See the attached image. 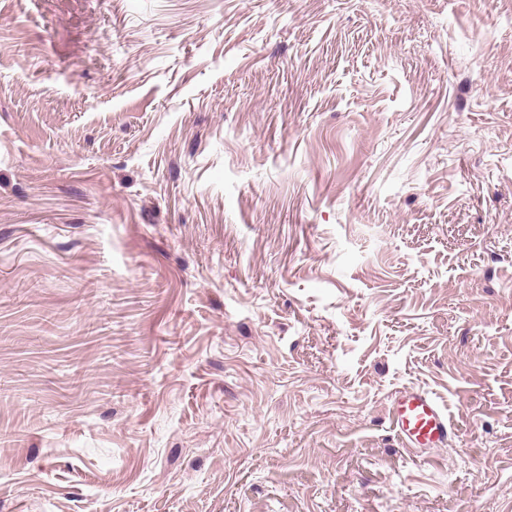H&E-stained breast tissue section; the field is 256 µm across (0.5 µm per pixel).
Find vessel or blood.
<instances>
[{"mask_svg":"<svg viewBox=\"0 0 512 512\" xmlns=\"http://www.w3.org/2000/svg\"><path fill=\"white\" fill-rule=\"evenodd\" d=\"M389 416L395 433L408 448L444 447L454 430L447 411L435 397L420 389L399 391Z\"/></svg>","mask_w":512,"mask_h":512,"instance_id":"b4317fda","label":"vessel or blood"}]
</instances>
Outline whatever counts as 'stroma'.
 Returning a JSON list of instances; mask_svg holds the SVG:
<instances>
[{"mask_svg":"<svg viewBox=\"0 0 512 512\" xmlns=\"http://www.w3.org/2000/svg\"><path fill=\"white\" fill-rule=\"evenodd\" d=\"M0 512H512V0H0ZM389 416L395 433L408 448H442L454 430L447 411L435 397L420 389L399 391Z\"/></svg>","mask_w":512,"mask_h":512,"instance_id":"stroma-1","label":"stroma"}]
</instances>
